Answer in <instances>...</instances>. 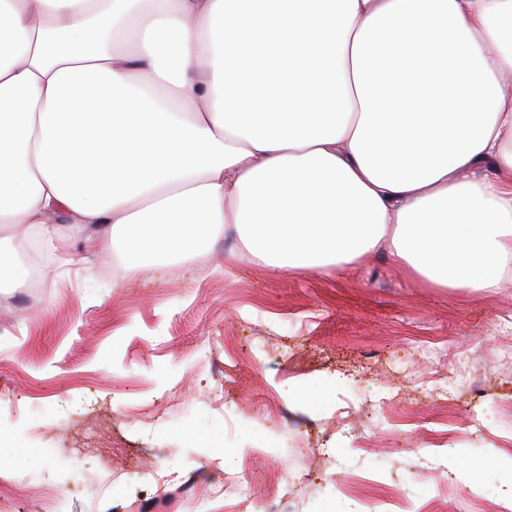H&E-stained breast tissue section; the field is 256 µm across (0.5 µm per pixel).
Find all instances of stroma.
I'll return each mask as SVG.
<instances>
[{
  "mask_svg": "<svg viewBox=\"0 0 512 512\" xmlns=\"http://www.w3.org/2000/svg\"><path fill=\"white\" fill-rule=\"evenodd\" d=\"M236 247L116 272L81 237L0 290V512H209L214 483L221 512H512V280Z\"/></svg>",
  "mask_w": 512,
  "mask_h": 512,
  "instance_id": "1",
  "label": "stroma"
}]
</instances>
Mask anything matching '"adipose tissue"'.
<instances>
[{
    "mask_svg": "<svg viewBox=\"0 0 512 512\" xmlns=\"http://www.w3.org/2000/svg\"><path fill=\"white\" fill-rule=\"evenodd\" d=\"M271 275L512 272V0H0V234Z\"/></svg>",
    "mask_w": 512,
    "mask_h": 512,
    "instance_id": "1",
    "label": "adipose tissue"
}]
</instances>
